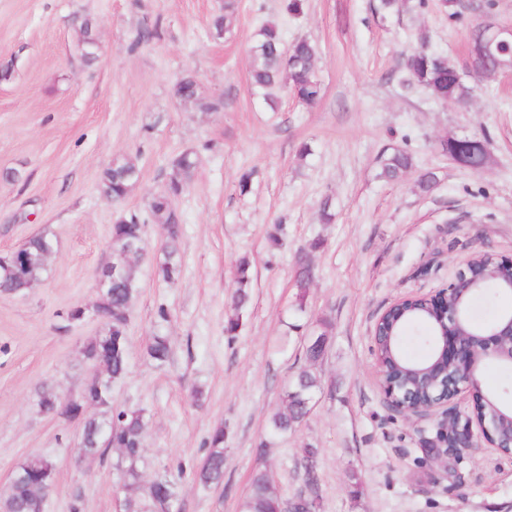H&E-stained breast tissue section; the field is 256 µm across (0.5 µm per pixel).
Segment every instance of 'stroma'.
Returning <instances> with one entry per match:
<instances>
[{"instance_id":"35a3bbf8","label":"stroma","mask_w":512,"mask_h":512,"mask_svg":"<svg viewBox=\"0 0 512 512\" xmlns=\"http://www.w3.org/2000/svg\"><path fill=\"white\" fill-rule=\"evenodd\" d=\"M283 3L234 0V25L218 37L211 23L224 0H0V73H10L0 76V255L45 230L57 237L47 278L0 294V494L19 463L46 455L57 472L45 512H71L76 501L82 512H125L111 460L79 458L81 423L40 414L37 393L68 394L94 374L83 349L103 325L70 324L65 314L96 303L94 273L111 257L116 219L149 216L171 159L192 150L199 165L176 202L181 274L173 285L161 280L162 229L147 224L129 371L112 385L113 403L142 411L147 423L144 478L175 484L181 512H240L259 470L282 499L304 491L301 451L313 448L321 512H512V460L478 448L464 482L449 477L423 448L419 424L386 402L372 353L376 319L392 303L435 296L474 253L512 259V72L479 83L463 108L398 82L419 30L462 69L471 29L490 15L512 25V0H460L453 18L441 0L400 14L378 12V0H305L297 16ZM268 20L286 41L316 46L315 106L283 90L273 112L254 93L248 48ZM145 27L157 37L136 44ZM184 75L223 108L181 103L173 84ZM449 135L489 139L486 166L450 160L440 147ZM304 143L311 153L302 159ZM390 147L417 164L397 183L377 176ZM117 158L141 171L119 204L97 188ZM423 171L437 178L428 193L417 186ZM316 239L323 248L310 250ZM302 252L313 281L300 308ZM243 256L252 262V302L230 337L224 324ZM158 331L171 345L162 366L146 354ZM320 337L314 407L288 438H269L284 387ZM219 427L224 480L205 486L195 474Z\"/></svg>"}]
</instances>
